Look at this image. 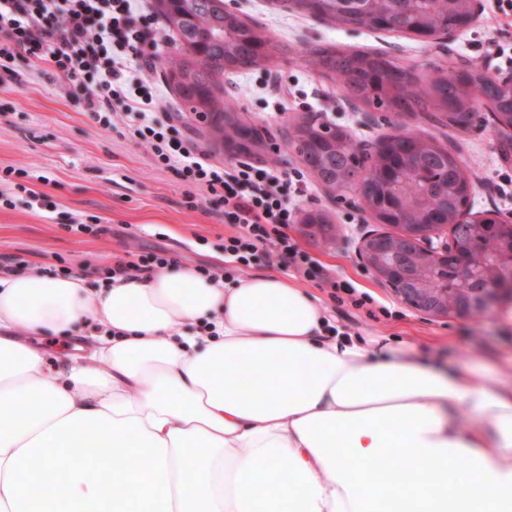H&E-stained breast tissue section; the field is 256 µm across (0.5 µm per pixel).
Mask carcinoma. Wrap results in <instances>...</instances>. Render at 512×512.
I'll return each mask as SVG.
<instances>
[{"instance_id":"cac0c4a2","label":"carcinoma","mask_w":512,"mask_h":512,"mask_svg":"<svg viewBox=\"0 0 512 512\" xmlns=\"http://www.w3.org/2000/svg\"><path fill=\"white\" fill-rule=\"evenodd\" d=\"M193 21L155 4L157 14L179 43L167 61L165 78L184 111L208 112L218 122V136L243 148L251 157L252 126L224 124V114L237 111L224 99V73L266 68L278 47L251 26L225 0H192ZM466 0H311L310 15L352 30L401 33L420 37L466 27ZM305 63L319 78L335 84L345 97L387 112L425 114L456 132L469 130L479 112L496 118L512 116V86L503 85L480 67L437 68L423 80L416 69L382 51L350 50L334 43L310 49ZM298 149L313 156L311 175L339 195L358 191L369 196L385 224L412 220L438 205L456 219L458 208L472 203V173L435 136L403 129L378 140L375 163L365 168L360 186L350 185L336 169L357 164V144L350 131L336 127V143L305 141V124L297 122Z\"/></svg>"}]
</instances>
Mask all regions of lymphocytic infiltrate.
<instances>
[{
    "instance_id": "f902f5d3",
    "label": "lymphocytic infiltrate",
    "mask_w": 512,
    "mask_h": 512,
    "mask_svg": "<svg viewBox=\"0 0 512 512\" xmlns=\"http://www.w3.org/2000/svg\"><path fill=\"white\" fill-rule=\"evenodd\" d=\"M157 23L143 0H0V85L20 84L15 61L36 58L68 80L69 93L82 95L100 125L111 126L113 108H121L119 136L147 148L157 169L177 176L187 188L185 207L197 209L200 199H208L234 226L224 239L225 275L234 276L262 252L324 284L334 302L372 310L370 293L334 280L289 237L305 193L302 178L248 161L224 170L187 136L180 117L160 118L164 96L150 78L160 59L152 35Z\"/></svg>"
}]
</instances>
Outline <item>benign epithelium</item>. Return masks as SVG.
I'll use <instances>...</instances> for the list:
<instances>
[{"mask_svg":"<svg viewBox=\"0 0 512 512\" xmlns=\"http://www.w3.org/2000/svg\"><path fill=\"white\" fill-rule=\"evenodd\" d=\"M258 140L267 151L279 146L292 149L296 141L293 123H285L276 139L260 127ZM300 228L306 238L325 245L339 239V234L326 231V225L309 223L305 214ZM476 234L512 242V213H494L487 224L472 223L466 210L452 224H440L427 214L397 225L391 233L369 232L361 239L358 254L364 267L416 313L433 318L471 316L512 299V247L487 258L480 247L462 246ZM428 258L441 269L451 270L458 287L437 288L427 283Z\"/></svg>","mask_w":512,"mask_h":512,"instance_id":"benign-epithelium-1","label":"benign epithelium"}]
</instances>
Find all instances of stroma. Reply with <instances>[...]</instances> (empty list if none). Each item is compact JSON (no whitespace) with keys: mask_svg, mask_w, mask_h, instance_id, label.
Returning <instances> with one entry per match:
<instances>
[{"mask_svg":"<svg viewBox=\"0 0 512 512\" xmlns=\"http://www.w3.org/2000/svg\"><path fill=\"white\" fill-rule=\"evenodd\" d=\"M240 13L261 24L279 45L266 70L228 73L227 97L238 103L267 131L301 115H319L347 128L356 141H373L391 125L404 124L438 136L442 128L431 120L391 116L368 119L367 109L344 107L342 92L309 71L302 59L310 46L332 42L348 48H374L416 67L430 78L439 66L475 64L488 68L490 41L501 39V25L491 7L460 33L443 53L431 44L395 33L356 32L325 23L294 9L270 10L266 0H234ZM23 76L14 89H0V171L27 170L26 185L45 199V206H27L25 195L0 208V255L17 254L36 269L64 264L89 274L135 250H165L181 266L209 267L224 272V238L232 231L213 202L201 200L187 209L184 187L170 172L157 170L147 150L96 123L82 99L66 94L64 84L42 61L18 60ZM452 142L474 175V208L512 211L495 190L502 175H512V143L496 138L489 123L453 134ZM298 210L328 212L340 231L338 243L325 246L307 239L299 225L288 233L336 280L369 292L391 311L369 318L365 311L337 306L327 289L310 283V290L327 306L337 324L358 336H390L418 348L424 364L451 372L473 362L491 367L512 361V302L500 303L473 317L427 318L406 307L383 282L361 265L357 248L373 231L369 218L356 207L332 204L316 183H309ZM100 217L108 230L98 236L69 231L72 218Z\"/></svg>","mask_w":512,"mask_h":512,"instance_id":"obj_1","label":"stroma"}]
</instances>
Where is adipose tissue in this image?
I'll use <instances>...</instances> for the list:
<instances>
[{
  "instance_id": "1",
  "label": "adipose tissue",
  "mask_w": 512,
  "mask_h": 512,
  "mask_svg": "<svg viewBox=\"0 0 512 512\" xmlns=\"http://www.w3.org/2000/svg\"><path fill=\"white\" fill-rule=\"evenodd\" d=\"M331 321L277 273L0 275V512H512V364ZM49 334L84 341L53 360Z\"/></svg>"
}]
</instances>
